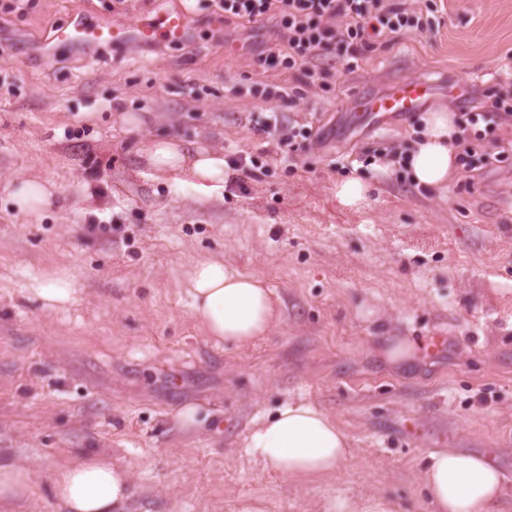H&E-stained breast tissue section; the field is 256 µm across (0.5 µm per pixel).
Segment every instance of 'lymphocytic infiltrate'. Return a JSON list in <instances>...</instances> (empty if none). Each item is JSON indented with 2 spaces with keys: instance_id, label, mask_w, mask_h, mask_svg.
I'll use <instances>...</instances> for the list:
<instances>
[{
  "instance_id": "lymphocytic-infiltrate-1",
  "label": "lymphocytic infiltrate",
  "mask_w": 512,
  "mask_h": 512,
  "mask_svg": "<svg viewBox=\"0 0 512 512\" xmlns=\"http://www.w3.org/2000/svg\"><path fill=\"white\" fill-rule=\"evenodd\" d=\"M225 23L273 21L279 46L259 56L261 66L297 74L301 84H325L331 67L353 65L387 35L421 31L430 16L393 0H213Z\"/></svg>"
}]
</instances>
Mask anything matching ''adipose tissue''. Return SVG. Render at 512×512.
<instances>
[{
  "label": "adipose tissue",
  "mask_w": 512,
  "mask_h": 512,
  "mask_svg": "<svg viewBox=\"0 0 512 512\" xmlns=\"http://www.w3.org/2000/svg\"><path fill=\"white\" fill-rule=\"evenodd\" d=\"M126 133L138 136L136 153L154 175L166 177L173 190H192L197 201L222 197L230 170L224 152L178 136L140 138L142 119L119 117ZM419 138L411 143L406 168L425 187L443 188L456 162L460 130L448 109L423 113ZM6 193L17 211L38 217L57 203L53 183L38 178L11 181ZM182 286L192 316L213 341L238 347L267 336L281 321L283 301L265 282L213 260L195 262ZM249 458L290 478L332 474L349 453V438L326 412L304 401H291L255 422L244 437ZM435 512H496L505 492L504 477L479 454L452 449L429 455L422 473ZM130 470L112 456L76 454L51 482L55 512H128L135 495ZM35 494L32 473L13 452L0 448V503H25Z\"/></svg>",
  "instance_id": "ef3b65f1"
}]
</instances>
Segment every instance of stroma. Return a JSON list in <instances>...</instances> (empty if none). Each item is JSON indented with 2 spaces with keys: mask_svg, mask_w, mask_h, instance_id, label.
Instances as JSON below:
<instances>
[{
  "mask_svg": "<svg viewBox=\"0 0 512 512\" xmlns=\"http://www.w3.org/2000/svg\"><path fill=\"white\" fill-rule=\"evenodd\" d=\"M395 2L430 8L439 27L377 41L324 88L258 65L273 22L227 26L207 9L192 10L184 44L61 47L49 68L54 29L111 16L112 0H0V181L39 177L61 202L29 221L0 189V448L32 465L36 488L0 512H55L54 472L81 452L132 472L129 512H326L369 492L433 512L419 476L444 448L489 457L505 478L498 512H512V178L458 170L422 189L366 162L410 144L417 115L375 124L353 109L407 76L468 81L464 103L429 102L454 113L512 83V0ZM267 86L302 98L258 96ZM119 112L143 115V135L264 166L192 202L143 168ZM272 112L310 131L305 152L283 160L256 133ZM352 175L370 187L359 211L336 201ZM202 258L262 278L285 302L281 323L245 349L207 339L180 288ZM61 272L74 300L45 308L28 286ZM387 336L447 342L394 365ZM296 400L350 437L330 478L264 471L243 449L256 420ZM187 405L197 427L176 419Z\"/></svg>",
  "mask_w": 512,
  "mask_h": 512,
  "instance_id": "35a3bbf8",
  "label": "stroma"
}]
</instances>
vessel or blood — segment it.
Returning <instances> with one entry per match:
<instances>
[{
  "label": "vessel or blood",
  "mask_w": 512,
  "mask_h": 512,
  "mask_svg": "<svg viewBox=\"0 0 512 512\" xmlns=\"http://www.w3.org/2000/svg\"><path fill=\"white\" fill-rule=\"evenodd\" d=\"M190 28L191 18L188 14L180 10H170L153 19L134 24L119 23L109 17L92 20L80 18L70 25L56 29L52 40L57 44L86 50L127 44H181L186 41ZM437 93V83L428 78L407 77L385 94L360 99L356 109L375 117L408 115L418 111Z\"/></svg>",
  "instance_id": "b4317fda"
}]
</instances>
